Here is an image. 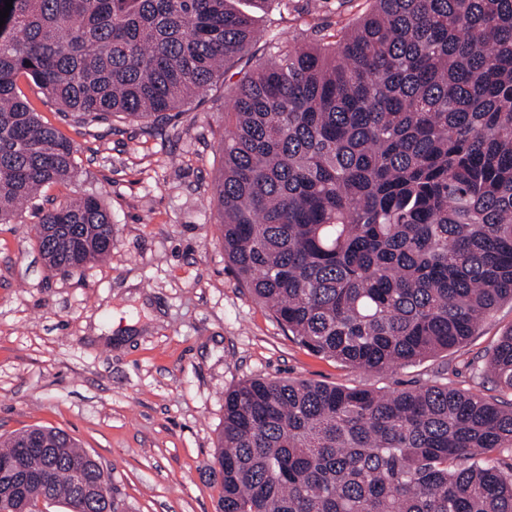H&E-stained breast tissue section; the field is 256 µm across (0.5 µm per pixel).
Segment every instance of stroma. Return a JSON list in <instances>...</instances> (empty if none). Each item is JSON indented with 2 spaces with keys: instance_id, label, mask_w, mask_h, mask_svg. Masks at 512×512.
Wrapping results in <instances>:
<instances>
[{
  "instance_id": "stroma-1",
  "label": "stroma",
  "mask_w": 512,
  "mask_h": 512,
  "mask_svg": "<svg viewBox=\"0 0 512 512\" xmlns=\"http://www.w3.org/2000/svg\"><path fill=\"white\" fill-rule=\"evenodd\" d=\"M368 0L268 5L282 40L332 41ZM235 73L185 111L146 125L106 115L80 125L31 82L42 120L77 149L71 181L0 224V438L66 431L112 476L128 512H219L216 447L224 395L253 378L380 392L445 385L510 401L477 374L512 328V302L451 350L363 372L304 349L224 259L215 189ZM95 194L112 214V253L49 269L32 233L44 209Z\"/></svg>"
}]
</instances>
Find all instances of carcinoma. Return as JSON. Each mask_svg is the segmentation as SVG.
Listing matches in <instances>:
<instances>
[{
    "label": "carcinoma",
    "instance_id": "obj_1",
    "mask_svg": "<svg viewBox=\"0 0 512 512\" xmlns=\"http://www.w3.org/2000/svg\"><path fill=\"white\" fill-rule=\"evenodd\" d=\"M13 0L0 27V224L70 180L77 149L40 121L28 79L85 123H157L253 58L224 111V258L307 350L385 371L464 343L512 300V0H373L332 43L263 38L270 0ZM263 52L256 55V45ZM67 272L112 250L87 194L34 225ZM512 393V330L480 369ZM14 512H124L82 500L103 467L66 432ZM512 403L426 385L380 394L279 378L224 396L219 512H512Z\"/></svg>",
    "mask_w": 512,
    "mask_h": 512
}]
</instances>
